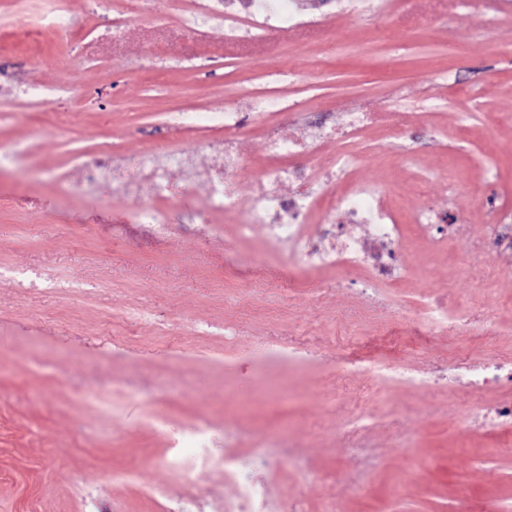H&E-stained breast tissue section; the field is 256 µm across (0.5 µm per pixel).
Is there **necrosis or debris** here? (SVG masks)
Returning <instances> with one entry per match:
<instances>
[{
	"instance_id": "1",
	"label": "necrosis or debris",
	"mask_w": 512,
	"mask_h": 512,
	"mask_svg": "<svg viewBox=\"0 0 512 512\" xmlns=\"http://www.w3.org/2000/svg\"><path fill=\"white\" fill-rule=\"evenodd\" d=\"M223 18L227 38H237L240 20L249 23L247 33L256 40L270 33H293L317 25L315 16L302 13L298 0H224L223 14H216L209 0H203L195 12L183 20L192 33L203 34L216 18ZM413 113L404 112L395 120H386L384 112L374 106L358 111L344 110L337 122L326 121L310 125L309 135L301 139L291 134H274L265 141L269 164L253 183L241 185L233 180L244 164L234 130L244 128L245 115L241 112L220 114L209 112L189 114L171 112L167 121L173 125L188 122L224 126L229 135L221 141L201 143L198 156L210 161L203 178H195L196 158L176 150L158 154L152 151L137 159L139 181L126 184L125 192L138 203L132 213L136 224H161L165 214L163 203L171 201L178 187L171 178L172 169L184 170L191 187L202 189L207 208L238 216V232L249 237L255 225H264L271 241L288 255L283 279H291L298 272L336 270L356 274V284L368 297L382 295L383 291L412 280L416 272L403 260V241L406 226L387 200L385 189L378 183L353 180L352 175L361 159L358 154L338 150L328 162L327 178L307 170L298 159L308 148L328 141L348 142L363 130H382L384 137L405 139L414 122ZM77 165L86 172L92 184L108 183L116 170L112 146L103 142L89 151L77 152ZM346 182L341 195H333L330 184ZM149 185L150 202H140L142 185ZM289 185L291 193L284 194L280 185ZM251 199L250 207H243V199ZM315 211L329 215L318 235H309L306 219ZM341 214L342 222H332L333 214ZM364 228V235L350 233V226ZM512 251V225L490 224L486 234L465 252L460 263L463 273L477 285L494 281L500 268L495 254ZM397 314L415 331L434 336L512 335V324L498 321L491 311L473 310L462 306L447 288H434L421 293L413 302L398 305ZM325 340L321 337L298 334L273 337L260 348L263 357L288 362L300 370L319 361ZM348 365L340 369L344 384L381 381L419 392L451 391L465 386L476 395L496 389L500 396L493 407L474 405L459 414L457 424L473 430L481 429L496 436L512 432V351L496 359H489L478 351L448 352L435 362L433 368L422 369L399 360L367 357L359 351L347 355ZM167 448L164 463L172 470L188 476L202 468H220L224 482L234 489L231 499L225 500L224 512H309V486L322 481V474L307 477L306 487L300 488L290 508H283L269 494L265 474L275 471V460L256 462L250 452L237 451L214 459L207 451L210 425L206 416L179 431H165Z\"/></svg>"
}]
</instances>
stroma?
<instances>
[{"label": "stroma", "instance_id": "obj_1", "mask_svg": "<svg viewBox=\"0 0 512 512\" xmlns=\"http://www.w3.org/2000/svg\"><path fill=\"white\" fill-rule=\"evenodd\" d=\"M192 0H152L159 22L143 21L90 38L110 17L94 0H70L82 34L73 50L52 31L29 33L11 0H0V141L14 144L21 168L0 169V189L25 195V211L0 209V512H161L149 496L154 486L179 495L184 477L162 467L166 442L145 427L152 414L176 428L207 415L210 452L223 457L224 428L244 433L295 423L306 430L304 447L270 483L289 502L306 471L327 477L311 492L314 507L338 512H512V433L496 439L458 430L450 412H464L473 394L450 399L421 396L391 385H353L337 398V376L326 364L301 371L257 364L253 350L271 333L286 336L311 326L316 335H342L364 307L351 288L333 289L313 306L315 286L332 272L309 271L278 285L287 262L259 227L240 238L236 219L210 214L195 191L166 204L159 227L130 221L136 200L118 184L79 188L74 150L108 140L129 159L151 150L196 151L224 130L204 123L169 126V112H244L261 92L276 95L280 109L255 118L237 141L247 182L267 164V133L293 122L308 128L307 113L335 121L347 106L369 101L424 113L404 143L368 132L357 149V176L391 188L412 182L416 170L432 178L426 188L447 243L408 233L403 254L420 280L393 294L400 301L426 288H451L466 306L494 307L512 322V256L497 257L498 279L478 289L453 268L492 220L482 206L495 189L503 211H512V0H476L457 9L453 0H394L389 13L375 0H308L324 25L296 34H274L253 44L224 37L216 21L208 38L184 29ZM48 83L72 93L49 106L17 94L16 84ZM471 115L468 130L457 116ZM412 163H405L404 153ZM496 181L486 186L483 175ZM456 175L458 191L448 193ZM36 269L41 291L16 288L12 274ZM272 283L254 299L256 282ZM251 300L247 312L233 305ZM147 305L151 319L134 329L121 324L126 308ZM237 318L244 331L239 350L225 360L224 346L204 342L210 326ZM132 335L147 356L116 358L101 344L108 328ZM386 308L371 329L368 352L403 360L439 356L448 347L495 356L504 338L471 341L409 338ZM206 343L209 355L177 361L162 350L166 336ZM383 397L386 417L375 431L368 458L356 459L343 435L349 411L370 396ZM413 482H402L405 472Z\"/></svg>", "mask_w": 512, "mask_h": 512}]
</instances>
